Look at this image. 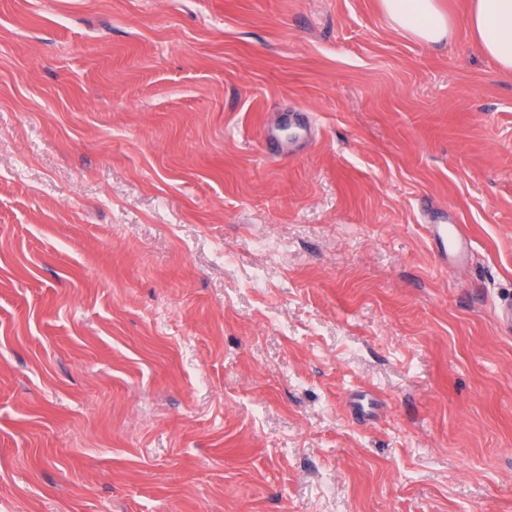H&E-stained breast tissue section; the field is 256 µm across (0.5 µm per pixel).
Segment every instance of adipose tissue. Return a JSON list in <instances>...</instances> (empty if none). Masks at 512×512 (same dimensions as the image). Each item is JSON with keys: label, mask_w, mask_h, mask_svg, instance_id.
Instances as JSON below:
<instances>
[{"label": "adipose tissue", "mask_w": 512, "mask_h": 512, "mask_svg": "<svg viewBox=\"0 0 512 512\" xmlns=\"http://www.w3.org/2000/svg\"><path fill=\"white\" fill-rule=\"evenodd\" d=\"M394 28L423 44L449 39L454 21L440 0H381ZM468 26L484 55L512 72V0H471Z\"/></svg>", "instance_id": "adipose-tissue-1"}]
</instances>
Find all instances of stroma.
I'll use <instances>...</instances> for the list:
<instances>
[{
    "label": "stroma",
    "mask_w": 512,
    "mask_h": 512,
    "mask_svg": "<svg viewBox=\"0 0 512 512\" xmlns=\"http://www.w3.org/2000/svg\"><path fill=\"white\" fill-rule=\"evenodd\" d=\"M469 2L426 45L380 0H0V512H512V74ZM425 230L435 244L436 258L444 268H448V264L461 265L465 263L472 245L460 226L456 224H425Z\"/></svg>",
    "instance_id": "stroma-1"
}]
</instances>
